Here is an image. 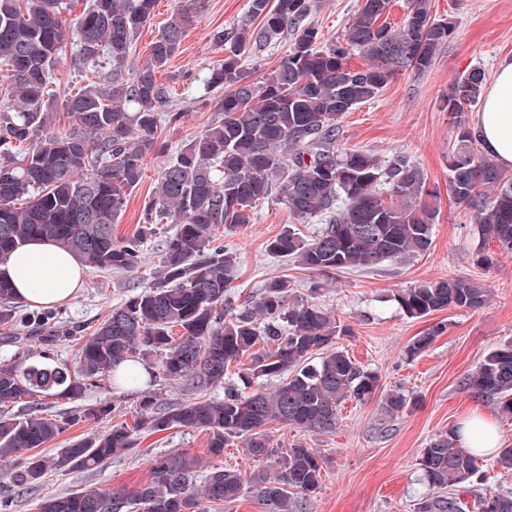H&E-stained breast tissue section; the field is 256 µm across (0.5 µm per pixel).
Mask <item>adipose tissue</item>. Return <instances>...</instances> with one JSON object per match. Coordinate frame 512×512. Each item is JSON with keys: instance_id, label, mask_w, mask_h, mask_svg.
<instances>
[{"instance_id": "1", "label": "adipose tissue", "mask_w": 512, "mask_h": 512, "mask_svg": "<svg viewBox=\"0 0 512 512\" xmlns=\"http://www.w3.org/2000/svg\"><path fill=\"white\" fill-rule=\"evenodd\" d=\"M475 127L480 144L500 167L512 168V57L503 58L483 93ZM0 272L14 283L20 301L51 307L69 302L83 285L84 269L77 259L57 244L33 241L14 252ZM459 442L478 454L497 452L499 439L493 423L475 416L461 422Z\"/></svg>"}]
</instances>
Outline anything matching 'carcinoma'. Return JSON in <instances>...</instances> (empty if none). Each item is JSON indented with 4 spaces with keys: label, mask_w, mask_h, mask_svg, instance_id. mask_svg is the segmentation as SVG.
I'll list each match as a JSON object with an SVG mask.
<instances>
[{
    "label": "carcinoma",
    "mask_w": 512,
    "mask_h": 512,
    "mask_svg": "<svg viewBox=\"0 0 512 512\" xmlns=\"http://www.w3.org/2000/svg\"><path fill=\"white\" fill-rule=\"evenodd\" d=\"M391 2L362 0L346 39L325 49L317 46L319 31L308 22L312 0H250L249 19L229 32L214 31L212 41L224 49V58L209 69L205 86L224 92V118L164 163L144 205L142 231L116 242L113 226L142 180L145 159L165 152L158 124L181 118L178 112L160 115L167 95L155 74L179 50L193 2L178 6L152 43L147 63L130 74L126 63L155 0H88L70 28L59 20L64 0H0V65L9 80L8 100L0 107V262L40 238L88 269L131 272L143 236L165 221L176 224L165 237L153 286L78 339V370L0 362V461L29 451L8 472L15 494L50 472L90 469L119 456L145 430L203 428L215 455L224 453L227 438L243 437L251 455L263 461L273 455L264 433L268 422L331 433L345 401L375 395L379 376L339 345L344 329L315 301L317 279L308 282L307 298L298 299L288 280L273 278L253 305L232 309L237 254L215 244L214 231L250 223L257 204L275 194L299 218L318 217L325 227L311 239L286 230L269 242V253L318 276L370 270L388 258L429 249L438 211L423 171L403 156L383 164L341 142L339 119L346 112L374 99L397 73L426 71L453 32L451 23L432 18L430 0H410L394 30L384 21ZM286 32L292 45L270 75L255 80L243 57ZM68 36L79 48L80 66L103 71L105 78L60 101L52 84ZM353 51L370 64L351 67ZM485 83L482 69L470 70L449 88L444 109L456 142L448 156V194L477 211L474 256L488 270L496 263L490 244L512 252V174L479 153L474 127L463 116L480 102ZM58 106L76 118V130L48 131ZM486 187L494 190L487 200ZM396 301L404 315L421 319L449 308L481 309L488 291L470 278H438L402 290ZM18 308L11 280L0 276L1 327L18 322ZM444 329L438 322L415 337L408 354H422ZM261 343L270 349H256ZM135 357L157 360L158 373L180 384L188 397L163 406L149 393L133 424H116L55 454L40 448L78 418L41 408L22 415L4 411L24 399L79 400ZM244 357L253 377L286 378L248 396L230 388L222 399L209 396ZM459 387L512 416V340L484 355L461 376ZM407 407L402 393L384 399L389 414ZM279 465L280 473L259 474L251 490L267 512H295L291 493L307 496L319 488L321 456L296 445ZM419 465L430 493L414 504L415 512H512V491L475 493L479 456L458 444L454 432L432 437ZM197 467L186 452L159 456L149 481L138 488L110 494L83 487L45 499L39 512H204V503L234 501L243 493L234 472L214 469L200 480Z\"/></svg>",
    "instance_id": "obj_1"
}]
</instances>
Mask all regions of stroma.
I'll return each instance as SVG.
<instances>
[{"label": "stroma", "instance_id": "obj_1", "mask_svg": "<svg viewBox=\"0 0 512 512\" xmlns=\"http://www.w3.org/2000/svg\"><path fill=\"white\" fill-rule=\"evenodd\" d=\"M358 0H314L310 17L323 44L344 40L348 19ZM177 0H156L153 17L138 34L127 63L140 68L151 43L172 19ZM250 0H202L186 29L181 47L168 66L159 71L158 84L167 91L165 111L180 113L178 123H161L158 137L168 153L221 119L220 92L204 94L202 79L224 53L211 41L217 29H231L249 14ZM431 14L452 23L454 32L429 69L405 72L392 78L380 94L345 113L340 120L347 147L370 153L380 161L402 155L423 171L437 197L439 216L430 248L419 255L389 260L371 272H345L323 282L319 302L347 329L342 345L365 367L376 371L380 385L367 401H349L341 421L331 433L315 434L273 421L265 434L274 458L257 461L241 437L228 438L220 455L209 451V434L200 428H176L160 433L142 432L129 451L92 470L53 473L19 496L13 512H38L39 503L87 485L105 490H132L150 479L153 459L172 453L195 456L201 473L214 469L233 471L251 484L262 471H278L277 459L301 444L323 458L319 490L300 500L302 512H414V503L426 493L419 457L434 435L448 432L470 413L495 422L501 446H512V418L495 406L460 390L459 378L475 368L494 346L512 340V253L499 254L492 269L475 265L477 245L472 235L473 209L456 204L448 194V154L455 135L443 108L449 88L474 68L493 75L499 61L512 56V0H431ZM163 157L144 162V175L131 192L114 226L115 238L136 234L142 224L145 201L153 195ZM319 219L297 218L281 198L259 206L251 223L233 232L217 231L219 243L238 255L235 293L237 302L255 301L267 280L285 276L296 293H304L311 275L296 263L271 256L269 242L287 229L303 238L320 229ZM164 235L146 238L141 262L132 272H86L82 288L68 303L54 307L47 326L20 323L0 327V362L27 365L41 359L52 364L77 366L78 338L89 335L112 310L153 283V272L164 246ZM465 277L489 290L488 303L479 310L451 308L423 319H411L400 310L395 294L426 280ZM445 331L420 356L409 358L411 340L435 323ZM51 343H44L45 335ZM401 392L410 406L398 416L386 413L387 394ZM140 391L112 383L86 392L83 401L50 398L46 409L55 414H76L82 404H107L103 419H86L67 427L47 443L52 454L73 441L90 437L112 425L133 423L139 410Z\"/></svg>", "mask_w": 512, "mask_h": 512}]
</instances>
